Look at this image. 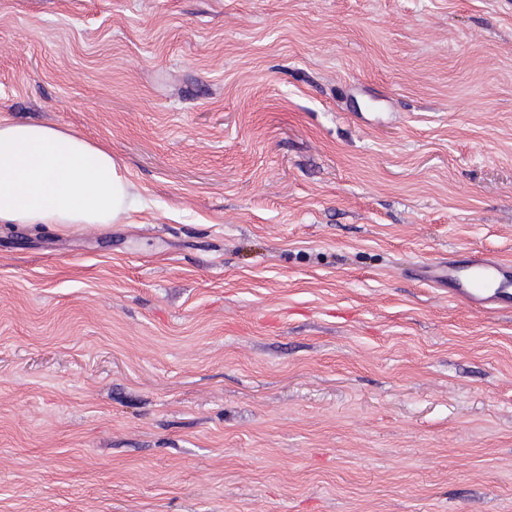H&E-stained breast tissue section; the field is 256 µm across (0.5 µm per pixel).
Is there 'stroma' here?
<instances>
[{
	"label": "stroma",
	"instance_id": "1",
	"mask_svg": "<svg viewBox=\"0 0 512 512\" xmlns=\"http://www.w3.org/2000/svg\"><path fill=\"white\" fill-rule=\"evenodd\" d=\"M0 116L130 221L0 223V512H512V0H0ZM423 275L439 286L448 285V293L463 296L479 308L512 305V265L478 250L468 251L463 259L451 256L447 263L427 265ZM488 286L494 288L490 295L482 291Z\"/></svg>",
	"mask_w": 512,
	"mask_h": 512
}]
</instances>
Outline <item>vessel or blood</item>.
Wrapping results in <instances>:
<instances>
[{
	"instance_id": "obj_1",
	"label": "vessel or blood",
	"mask_w": 512,
	"mask_h": 512,
	"mask_svg": "<svg viewBox=\"0 0 512 512\" xmlns=\"http://www.w3.org/2000/svg\"><path fill=\"white\" fill-rule=\"evenodd\" d=\"M424 275L477 307L512 306V264L483 252L471 250L464 258H449L446 263L426 267Z\"/></svg>"
}]
</instances>
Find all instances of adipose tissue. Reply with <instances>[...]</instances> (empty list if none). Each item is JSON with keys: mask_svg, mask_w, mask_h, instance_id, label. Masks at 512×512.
Listing matches in <instances>:
<instances>
[{"mask_svg": "<svg viewBox=\"0 0 512 512\" xmlns=\"http://www.w3.org/2000/svg\"><path fill=\"white\" fill-rule=\"evenodd\" d=\"M141 208L111 148L71 132L0 118V223L110 224Z\"/></svg>", "mask_w": 512, "mask_h": 512, "instance_id": "1", "label": "adipose tissue"}]
</instances>
